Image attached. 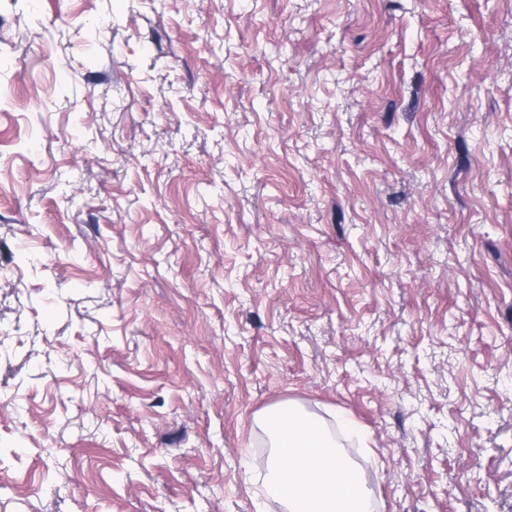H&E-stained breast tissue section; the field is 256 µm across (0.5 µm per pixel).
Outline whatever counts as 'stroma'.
<instances>
[{"instance_id": "obj_1", "label": "stroma", "mask_w": 512, "mask_h": 512, "mask_svg": "<svg viewBox=\"0 0 512 512\" xmlns=\"http://www.w3.org/2000/svg\"><path fill=\"white\" fill-rule=\"evenodd\" d=\"M512 512V0H0V512ZM263 425L274 448L266 494L289 512H368L370 498L352 461L317 418L290 405L268 409Z\"/></svg>"}]
</instances>
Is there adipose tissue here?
<instances>
[{"label":"adipose tissue","mask_w":512,"mask_h":512,"mask_svg":"<svg viewBox=\"0 0 512 512\" xmlns=\"http://www.w3.org/2000/svg\"><path fill=\"white\" fill-rule=\"evenodd\" d=\"M262 422L273 446L265 484L269 497L285 501L288 512H369L359 471L320 420L278 405Z\"/></svg>","instance_id":"adipose-tissue-1"}]
</instances>
